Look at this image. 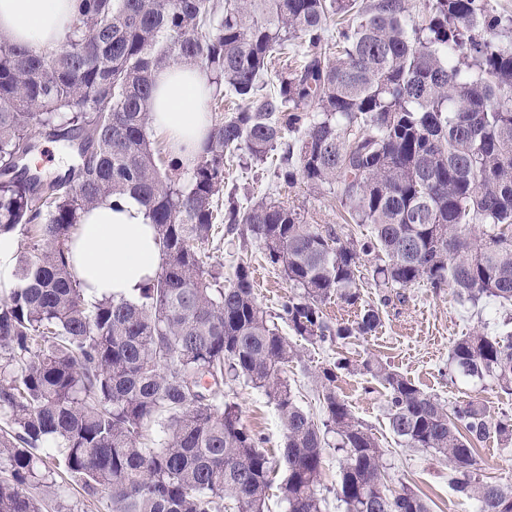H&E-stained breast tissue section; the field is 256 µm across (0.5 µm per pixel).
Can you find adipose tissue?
Instances as JSON below:
<instances>
[{"mask_svg": "<svg viewBox=\"0 0 512 512\" xmlns=\"http://www.w3.org/2000/svg\"><path fill=\"white\" fill-rule=\"evenodd\" d=\"M76 0H0V41L54 50L75 16ZM213 86L195 67L174 64L156 73L152 127L179 163H190L211 127L206 102ZM71 264L88 300H137L159 273L162 253L145 206L132 196L110 198L87 212L71 243Z\"/></svg>", "mask_w": 512, "mask_h": 512, "instance_id": "ef3b65f1", "label": "adipose tissue"}]
</instances>
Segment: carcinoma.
<instances>
[{
    "mask_svg": "<svg viewBox=\"0 0 512 512\" xmlns=\"http://www.w3.org/2000/svg\"><path fill=\"white\" fill-rule=\"evenodd\" d=\"M424 9L417 21L408 0H78L54 50L0 44V239H27L19 284L0 299V512H42L33 488L64 493L35 448L86 493H105L110 512H266L278 465L286 512H323L331 436L345 453L344 512H430L391 486L384 450L336 392L351 370L386 389L406 447L448 462L457 496L512 512V483L481 478L476 448L492 433L512 442L511 416L491 426L473 400L450 407L375 359L342 357L316 374V419L283 377L294 336L344 345L377 331L364 260L386 288L423 281L462 304H512V14L488 0ZM173 63L205 69L236 105L185 170L151 140L154 76ZM38 135L71 148L64 174L29 167ZM238 151L290 187L332 194L370 233L344 237L266 196L220 202ZM126 193L146 207L161 269L134 302H90L69 242L86 211ZM241 224L288 281L274 316L247 263L226 284L207 262L205 246ZM334 300L357 318L328 321ZM448 368L512 391V331L455 341ZM236 381L275 402L279 459L224 400Z\"/></svg>",
    "mask_w": 512,
    "mask_h": 512,
    "instance_id": "carcinoma-1",
    "label": "carcinoma"
}]
</instances>
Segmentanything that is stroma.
Here are the masks:
<instances>
[{"mask_svg":"<svg viewBox=\"0 0 512 512\" xmlns=\"http://www.w3.org/2000/svg\"><path fill=\"white\" fill-rule=\"evenodd\" d=\"M225 190L236 191L238 197L267 195L294 207L308 223L331 226L339 234L355 237L368 233L365 224L346 223L339 206L329 194L304 183L294 187L281 185L269 169L255 165L247 155L230 162L224 174ZM207 251L210 261L223 264L225 277H232L238 262H249L253 271L264 272L266 285L256 295L268 312H275L287 295V282L266 259L260 243L250 232L242 230L224 239L214 240ZM361 294L365 303L381 308V325L371 336L349 346V357L355 361L375 358L386 363L416 384L421 391L452 405L474 400L483 407L489 422L505 414L512 415V392L494 383L476 384L448 374V356L452 344L476 332L495 333L503 324L512 323V306L488 303L479 307L460 305L451 290L441 292L420 282L402 289L400 296L382 303L385 288L376 286L370 274L361 278ZM387 296V295H386ZM336 346H309L299 361L289 364L285 377L298 404L307 411L320 413L319 390L314 375L319 367L336 360ZM338 390L353 414L378 439L385 450L384 463L393 485L405 484L425 496L431 512H475L471 501L457 497L448 482V466L439 457L399 444L392 434L386 415V390L369 375L343 373ZM224 396L236 402L244 424L263 440L269 454H278L283 446V430L272 400L259 389L243 382L224 388ZM478 462L485 480L512 483V443L490 436L478 446ZM56 479L64 484L63 497L49 502L48 512H109L105 494L88 495L64 472Z\"/></svg>","mask_w":512,"mask_h":512,"instance_id":"stroma-1","label":"stroma"}]
</instances>
